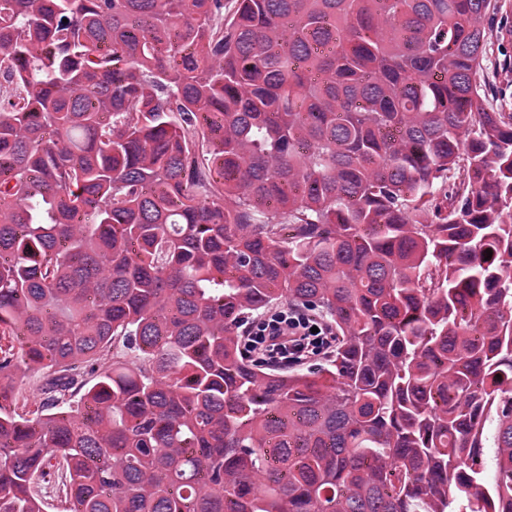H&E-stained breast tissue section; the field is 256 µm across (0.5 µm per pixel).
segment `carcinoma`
<instances>
[{"label": "carcinoma", "instance_id": "obj_1", "mask_svg": "<svg viewBox=\"0 0 512 512\" xmlns=\"http://www.w3.org/2000/svg\"><path fill=\"white\" fill-rule=\"evenodd\" d=\"M507 8L0 0V512L512 505ZM506 33H508V37L505 35ZM496 39L501 42H499L500 54L512 56V14L494 17L492 41L495 42V49L498 44ZM279 307L248 328L241 342L245 354L290 366L306 362L331 346L333 333L324 321L292 304ZM312 327L319 332L312 333ZM44 374L42 371L29 370L19 373L14 379V386L18 393L28 399H38L41 394Z\"/></svg>", "mask_w": 512, "mask_h": 512}]
</instances>
